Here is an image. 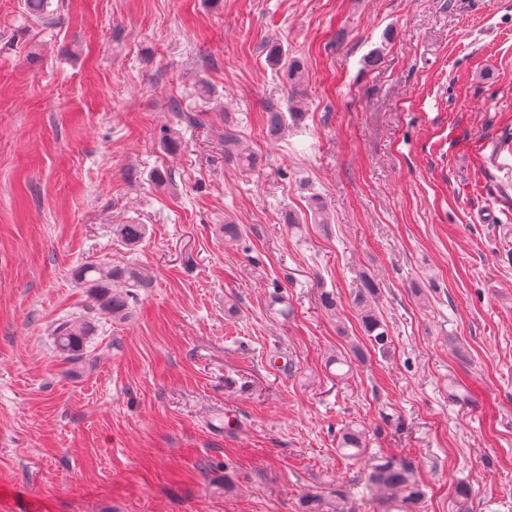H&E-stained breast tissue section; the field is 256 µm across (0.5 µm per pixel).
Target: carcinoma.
Segmentation results:
<instances>
[{"mask_svg":"<svg viewBox=\"0 0 512 512\" xmlns=\"http://www.w3.org/2000/svg\"><path fill=\"white\" fill-rule=\"evenodd\" d=\"M268 61L284 70L289 86L290 106L287 110H282L278 100L267 106V128L273 134L286 128L287 119L296 121L302 117V112L292 103L301 93L304 73L300 61L288 57V51L280 44L269 49ZM146 232L147 226L144 224H117L112 228V236L129 250L142 243ZM74 278L89 290L98 310L114 317L125 316L129 303L136 301L135 289L145 288L148 284L147 275L141 267L104 261L79 266L74 271ZM355 305L367 339L374 346L385 347L388 343L387 326L375 305V288L369 280H363L361 288L357 289ZM91 331L87 316L59 322L53 330L56 352L72 365L81 362L85 358ZM339 449L349 459L362 455L365 451L364 430L357 427L346 429L340 436ZM367 482L369 490L385 506L383 512H414L426 496L424 485L413 474L411 463L395 457L373 456ZM348 500V493L342 490L336 491L334 502L320 494H309L304 500V509L305 512H345Z\"/></svg>","mask_w":512,"mask_h":512,"instance_id":"cac0c4a2","label":"carcinoma"}]
</instances>
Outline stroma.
<instances>
[{
  "mask_svg": "<svg viewBox=\"0 0 512 512\" xmlns=\"http://www.w3.org/2000/svg\"><path fill=\"white\" fill-rule=\"evenodd\" d=\"M273 40L305 69L276 136ZM99 259L150 276L125 318L73 278ZM83 314L74 372L52 331ZM382 450L416 512L461 483L512 512V0H0V512H303L340 485L373 512ZM147 232L143 224H116L112 227V236L129 250H134L144 240ZM355 305L367 339L374 347H385L388 343L387 326L375 305V288L369 280L364 279L361 288L357 289ZM365 432L362 428H347L340 436L339 449L349 459H356L365 451ZM366 479L369 490L385 506L379 512H412L425 498L422 482L413 474L410 462L375 455Z\"/></svg>",
  "mask_w": 512,
  "mask_h": 512,
  "instance_id": "35a3bbf8",
  "label": "stroma"
}]
</instances>
